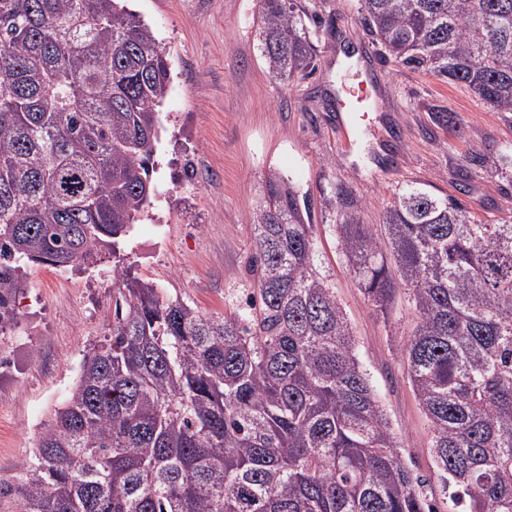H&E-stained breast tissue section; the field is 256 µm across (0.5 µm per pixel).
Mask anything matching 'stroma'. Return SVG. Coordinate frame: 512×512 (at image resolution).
Returning a JSON list of instances; mask_svg holds the SVG:
<instances>
[{"instance_id": "stroma-1", "label": "stroma", "mask_w": 512, "mask_h": 512, "mask_svg": "<svg viewBox=\"0 0 512 512\" xmlns=\"http://www.w3.org/2000/svg\"><path fill=\"white\" fill-rule=\"evenodd\" d=\"M322 19L313 37L317 68L290 83L269 73L257 50V0H130L166 49L169 91L155 155L156 198L120 244L67 268L34 266L18 301L22 327L0 341V512H11L19 467L71 392L84 355L112 320L114 265L154 282L207 315L246 311L256 195L278 175L314 208L315 262L332 283L356 337V352L430 493L446 495L430 453V424L400 351L413 321L404 294L382 314L362 294L337 247L335 213L324 206L344 185L360 220L378 230L398 187L432 183L493 223L512 208V120L467 87L387 62L375 106L357 112V133H336V96L354 75L336 76L343 41L367 38L357 0H297ZM455 123L441 126L431 107ZM483 146L482 161L472 159Z\"/></svg>"}]
</instances>
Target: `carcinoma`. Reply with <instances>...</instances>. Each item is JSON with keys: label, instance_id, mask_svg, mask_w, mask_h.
Listing matches in <instances>:
<instances>
[{"label": "carcinoma", "instance_id": "cac0c4a2", "mask_svg": "<svg viewBox=\"0 0 512 512\" xmlns=\"http://www.w3.org/2000/svg\"><path fill=\"white\" fill-rule=\"evenodd\" d=\"M383 59L512 112V0H358ZM295 0H259L272 75L309 76ZM171 70L125 0H0V335L33 265L117 250L156 196ZM338 248L371 304L415 321L401 357L448 512H512V216L410 182L381 236L343 186ZM251 316H207L112 269L109 336L20 466L14 512H439L315 264L310 201L269 178L250 218Z\"/></svg>", "mask_w": 512, "mask_h": 512}]
</instances>
